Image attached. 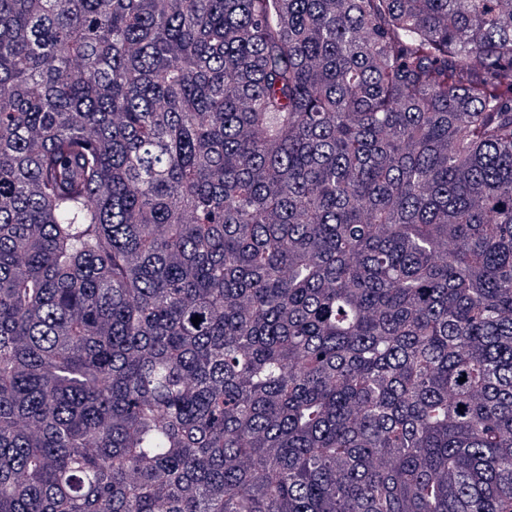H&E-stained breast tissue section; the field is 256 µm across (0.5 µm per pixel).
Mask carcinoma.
<instances>
[{"instance_id": "carcinoma-1", "label": "carcinoma", "mask_w": 512, "mask_h": 512, "mask_svg": "<svg viewBox=\"0 0 512 512\" xmlns=\"http://www.w3.org/2000/svg\"><path fill=\"white\" fill-rule=\"evenodd\" d=\"M0 512H512V0H0Z\"/></svg>"}]
</instances>
